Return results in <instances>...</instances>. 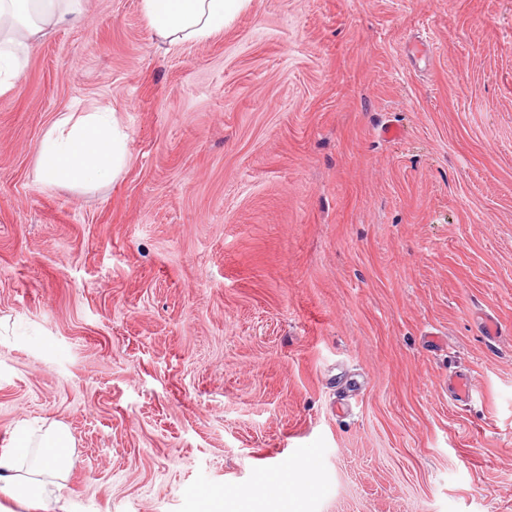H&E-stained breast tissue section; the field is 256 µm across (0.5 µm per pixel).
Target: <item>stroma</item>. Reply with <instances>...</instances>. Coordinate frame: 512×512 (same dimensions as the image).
Instances as JSON below:
<instances>
[{"instance_id": "obj_1", "label": "stroma", "mask_w": 512, "mask_h": 512, "mask_svg": "<svg viewBox=\"0 0 512 512\" xmlns=\"http://www.w3.org/2000/svg\"><path fill=\"white\" fill-rule=\"evenodd\" d=\"M82 7L0 95V452L66 425L63 512H512V0ZM96 111L118 178L42 183ZM248 0H141V10L156 36L169 45L205 41ZM126 134L111 112L61 114L39 147V176L48 185H100L114 181L125 161Z\"/></svg>"}]
</instances>
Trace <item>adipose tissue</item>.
<instances>
[{"mask_svg":"<svg viewBox=\"0 0 512 512\" xmlns=\"http://www.w3.org/2000/svg\"><path fill=\"white\" fill-rule=\"evenodd\" d=\"M246 0H141V10L164 43L205 41L221 32ZM80 0H0V94L13 90L23 73L32 42L54 28L81 20ZM125 133L109 112L75 118L60 115L39 147V176L48 185H104L121 173ZM40 453L22 465L13 452L0 453V494L33 512H55L57 492L67 476L66 426L50 424Z\"/></svg>","mask_w":512,"mask_h":512,"instance_id":"1","label":"adipose tissue"}]
</instances>
